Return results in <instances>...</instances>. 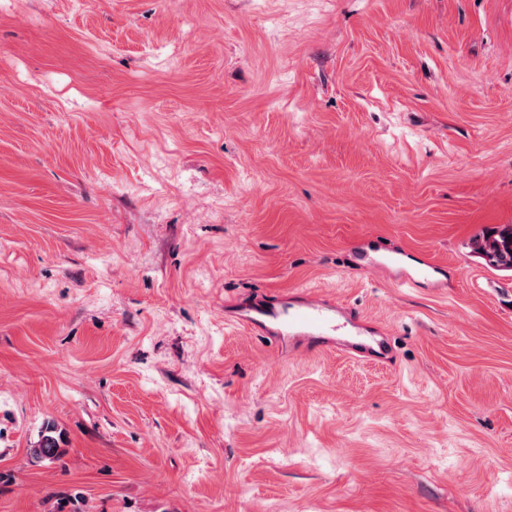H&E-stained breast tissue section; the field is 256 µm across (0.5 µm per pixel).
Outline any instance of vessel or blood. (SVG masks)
Masks as SVG:
<instances>
[{
    "label": "vessel or blood",
    "instance_id": "vessel-or-blood-1",
    "mask_svg": "<svg viewBox=\"0 0 512 512\" xmlns=\"http://www.w3.org/2000/svg\"><path fill=\"white\" fill-rule=\"evenodd\" d=\"M236 321L276 347L301 340L313 350H335L365 364L393 359L388 336L369 326L360 311L329 302L311 291L295 301H262L238 315Z\"/></svg>",
    "mask_w": 512,
    "mask_h": 512
}]
</instances>
